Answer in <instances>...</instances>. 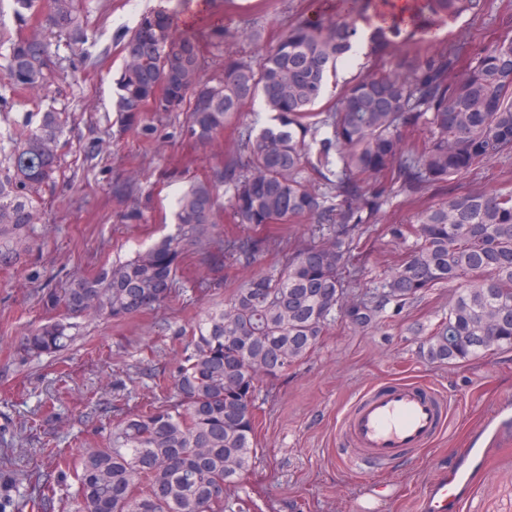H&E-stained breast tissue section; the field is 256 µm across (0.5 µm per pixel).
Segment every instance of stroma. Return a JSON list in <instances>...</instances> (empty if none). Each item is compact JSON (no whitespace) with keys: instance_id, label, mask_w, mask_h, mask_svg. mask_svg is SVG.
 <instances>
[{"instance_id":"35a3bbf8","label":"stroma","mask_w":512,"mask_h":512,"mask_svg":"<svg viewBox=\"0 0 512 512\" xmlns=\"http://www.w3.org/2000/svg\"><path fill=\"white\" fill-rule=\"evenodd\" d=\"M83 49L87 64L72 67L68 39L56 62L62 77L55 107L69 113L70 141L60 170L45 193L38 246L19 264L0 268V457L16 467L47 470L41 448L77 455L104 446L113 424L153 400L160 376L171 375L181 333L204 310L227 299L254 274L277 264L288 243L308 238L312 221L269 224L267 243L251 267L225 265L220 287L192 288L200 259L187 262V280L161 307L122 321H85L72 344L41 359L23 357V332L42 322L43 296L71 280L153 246L175 228V198L187 183L223 166L235 145L224 129L212 148H196L184 131L182 112H149L151 135L126 129L114 112L116 79L123 63L122 36L144 11L174 10L181 31L223 25L227 37L202 72L211 78L225 58L257 60L277 43L299 12L315 15L336 0H268L262 7L232 9L225 0H86ZM134 176L130 195L113 184ZM438 192L393 197L369 232L370 249L351 285L360 294L376 287L404 255L389 224L413 221L438 202ZM139 209L140 223L124 219ZM454 290L432 289L403 308L387 305L377 328L355 331L344 321L329 329L318 348L255 401L257 458L238 484L253 512H417L427 486L447 473L459 448L503 403L512 402V349L459 364L436 363L420 343L448 313ZM430 383L448 396L450 422L430 447L406 456L384 472L360 475L339 457L341 420L362 390L389 380ZM460 512H512V440L491 448L471 476Z\"/></svg>"}]
</instances>
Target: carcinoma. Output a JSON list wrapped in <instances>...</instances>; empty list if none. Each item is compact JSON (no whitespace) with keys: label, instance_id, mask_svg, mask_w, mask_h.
I'll list each match as a JSON object with an SVG mask.
<instances>
[{"label":"carcinoma","instance_id":"carcinoma-1","mask_svg":"<svg viewBox=\"0 0 512 512\" xmlns=\"http://www.w3.org/2000/svg\"><path fill=\"white\" fill-rule=\"evenodd\" d=\"M9 2L19 30L0 56V88L13 98L45 97L55 82L53 38L67 36L73 54L83 55V0ZM490 9L491 0H410L401 20L377 0H342L332 16H298L256 61L226 58L205 82V53L221 49L224 27L185 33L173 13L153 10L123 35L115 110L125 125L147 133L145 112L185 111L187 136L206 148L256 100L275 124L256 134L237 128L223 168L178 196L175 233L72 280L61 294L48 292L44 306L60 314L26 331L24 356L65 349L81 319L125 320L165 303L193 254L208 270L195 282L202 290L225 261L252 264L262 251L252 238L212 250L226 208L245 226L314 218L331 229L289 247L280 267L203 312L176 352L175 403H151L114 425L106 447L82 450L72 465L76 493L59 500L66 512H251L235 487L257 458L254 400L305 360L338 317L368 332L386 305L448 284L455 294L424 340L428 359L462 363L488 356L493 345L512 349V190L450 192L413 222L390 225L406 256L371 296L347 291L368 224L392 197L443 190L512 158V14L494 17L503 35L489 42L463 36L427 58L409 50L459 16L483 18ZM360 54L379 69L320 106L337 66ZM67 120L49 108L0 139V266L35 245ZM421 126L427 134L415 143ZM492 305L499 317L489 322ZM32 479L43 481L42 495H20ZM55 495L40 472L0 462V512H54Z\"/></svg>","mask_w":512,"mask_h":512}]
</instances>
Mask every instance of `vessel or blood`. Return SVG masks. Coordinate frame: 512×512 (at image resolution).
<instances>
[{
  "instance_id": "vessel-or-blood-1",
  "label": "vessel or blood",
  "mask_w": 512,
  "mask_h": 512,
  "mask_svg": "<svg viewBox=\"0 0 512 512\" xmlns=\"http://www.w3.org/2000/svg\"><path fill=\"white\" fill-rule=\"evenodd\" d=\"M446 395L436 387L405 381L384 382L361 391L340 427L341 454L351 469L368 473L424 448L447 427ZM512 437V416L492 420L480 445L462 449L456 466L427 489L420 512H458L461 492L489 448Z\"/></svg>"
}]
</instances>
